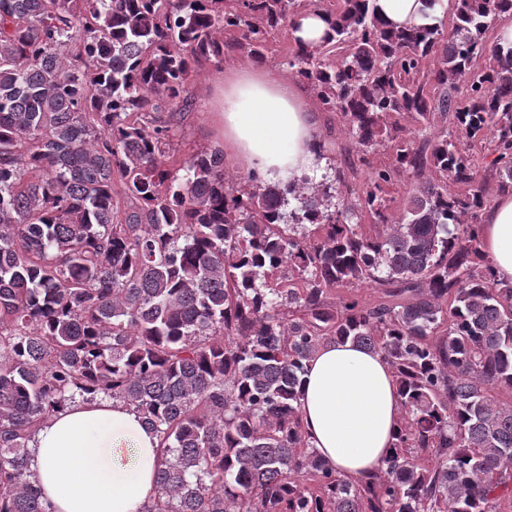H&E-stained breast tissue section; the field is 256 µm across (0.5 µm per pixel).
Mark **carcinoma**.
Returning a JSON list of instances; mask_svg holds the SVG:
<instances>
[{
    "instance_id": "obj_1",
    "label": "carcinoma",
    "mask_w": 512,
    "mask_h": 512,
    "mask_svg": "<svg viewBox=\"0 0 512 512\" xmlns=\"http://www.w3.org/2000/svg\"><path fill=\"white\" fill-rule=\"evenodd\" d=\"M306 11L330 27L286 64L342 112L358 153L385 145L392 162L350 205L308 179L229 178L218 149L174 172L192 75L232 51L263 57ZM511 15L512 0H458L446 34L390 29L372 0H0V512H53L30 443L97 395L158 437L142 512L512 502V402L498 397L512 392V280L479 222L489 183L512 192V45L478 64ZM438 116L490 140L487 159L448 134L417 145L400 123ZM406 174L422 185L396 217L384 186ZM368 286L383 297L349 293ZM345 342L383 356L404 408L382 469L359 480L311 448L300 411L313 356Z\"/></svg>"
}]
</instances>
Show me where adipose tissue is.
Here are the masks:
<instances>
[{"label": "adipose tissue", "instance_id": "ef3b65f1", "mask_svg": "<svg viewBox=\"0 0 512 512\" xmlns=\"http://www.w3.org/2000/svg\"><path fill=\"white\" fill-rule=\"evenodd\" d=\"M392 27L437 25L456 0H373ZM209 120L226 159L261 181L317 172V124L301 83L260 64L225 69L209 96ZM483 248L512 280V195L482 213ZM301 413L313 448L341 474L376 473L403 415L391 367L352 344L323 346L304 377ZM158 440L137 413L105 397L77 401L35 435L30 468L54 512H141L157 493Z\"/></svg>", "mask_w": 512, "mask_h": 512}]
</instances>
